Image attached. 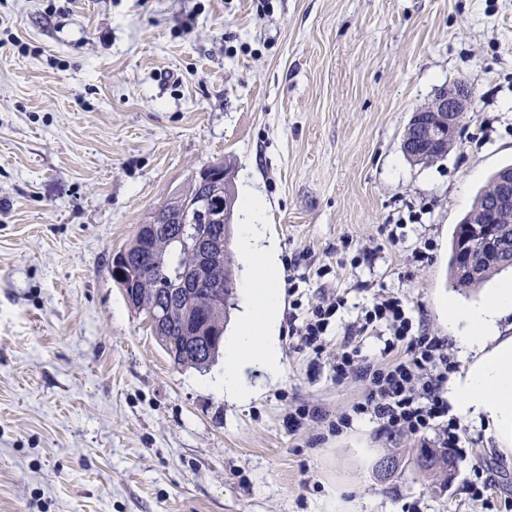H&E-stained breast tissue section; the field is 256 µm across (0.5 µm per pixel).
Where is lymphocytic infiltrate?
Here are the masks:
<instances>
[{
    "mask_svg": "<svg viewBox=\"0 0 512 512\" xmlns=\"http://www.w3.org/2000/svg\"><path fill=\"white\" fill-rule=\"evenodd\" d=\"M345 301L337 297L309 308L304 316L289 314L288 332L301 346L322 355L330 322ZM382 325L390 333L379 359L369 360L361 341L369 328ZM447 339L414 325L399 293L381 296L365 309L360 323L346 327L333 362L337 382L347 378L364 381L363 401L337 415L330 428L350 429L356 418L370 416L391 436H431L437 448L458 449L465 433L448 408V375L451 361Z\"/></svg>",
    "mask_w": 512,
    "mask_h": 512,
    "instance_id": "lymphocytic-infiltrate-1",
    "label": "lymphocytic infiltrate"
}]
</instances>
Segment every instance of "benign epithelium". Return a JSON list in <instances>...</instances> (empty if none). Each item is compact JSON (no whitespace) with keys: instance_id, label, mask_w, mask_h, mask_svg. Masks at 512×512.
Here are the masks:
<instances>
[{"instance_id":"obj_1","label":"benign epithelium","mask_w":512,"mask_h":512,"mask_svg":"<svg viewBox=\"0 0 512 512\" xmlns=\"http://www.w3.org/2000/svg\"><path fill=\"white\" fill-rule=\"evenodd\" d=\"M470 107L471 94L464 83L439 89L428 104L412 113L409 126L414 129L415 136L404 139L405 153L424 160L446 155L459 136ZM225 177L227 174L212 164L201 167L194 175L202 186ZM173 219L183 224V234L178 236L179 245L193 255L195 261L164 281L161 303L155 311L160 327L167 324L175 304L191 303L195 291L204 287L205 281L212 279L214 239L197 231L195 226H221L230 223L232 216L229 209L223 208L220 202L215 207L211 206L204 195L179 196L172 200V205L161 206L149 222L139 225L138 231L156 233ZM461 223L469 229V237L482 239L484 243L477 258L473 257L469 249L461 251L456 266L463 275L478 278L482 274L483 265L493 262L501 247L512 242V167L498 172L491 184L485 206L468 213ZM189 319L188 314L181 319L186 335L214 336L213 320L191 324Z\"/></svg>"}]
</instances>
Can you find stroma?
I'll use <instances>...</instances> for the list:
<instances>
[{"label":"stroma","instance_id":"stroma-1","mask_svg":"<svg viewBox=\"0 0 512 512\" xmlns=\"http://www.w3.org/2000/svg\"><path fill=\"white\" fill-rule=\"evenodd\" d=\"M472 105L444 160L402 151L446 85ZM231 159L277 245L282 372L228 398L223 362L175 368L113 280L114 255L200 167ZM512 164V0H0V512H512V457L469 417L450 490L421 442L288 333L295 302L353 322L380 295L448 333L452 232ZM431 243L428 260L413 259ZM324 420L290 429L297 405ZM399 457L381 478L377 465ZM494 482L472 495L475 463Z\"/></svg>","mask_w":512,"mask_h":512}]
</instances>
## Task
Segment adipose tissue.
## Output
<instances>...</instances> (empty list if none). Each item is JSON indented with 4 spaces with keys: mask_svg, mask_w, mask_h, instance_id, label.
<instances>
[{
    "mask_svg": "<svg viewBox=\"0 0 512 512\" xmlns=\"http://www.w3.org/2000/svg\"><path fill=\"white\" fill-rule=\"evenodd\" d=\"M246 264L260 271V279H248L242 289L247 299L239 333L224 356V392L244 400L249 391L241 383L242 372L257 367L269 376L282 371L275 336L279 288L275 250L267 244L261 225L239 227ZM448 329L465 368L448 385V399L455 410L486 422L505 447H512V335L501 332L500 320L512 315V280L503 281L483 304L445 305Z\"/></svg>",
    "mask_w": 512,
    "mask_h": 512,
    "instance_id": "obj_1",
    "label": "adipose tissue"
}]
</instances>
